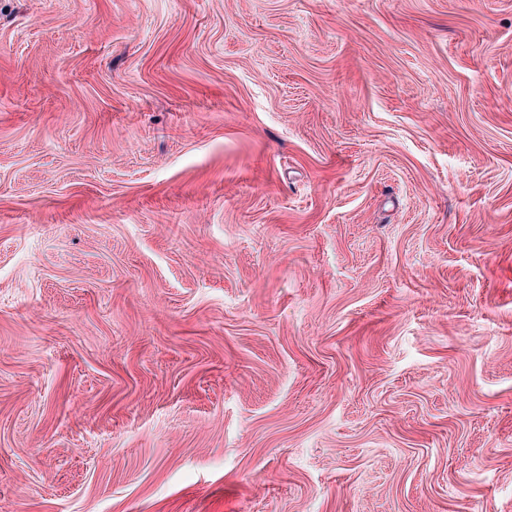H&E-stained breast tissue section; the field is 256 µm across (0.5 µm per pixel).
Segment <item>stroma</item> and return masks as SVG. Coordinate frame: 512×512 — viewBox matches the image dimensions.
Segmentation results:
<instances>
[{"label":"stroma","instance_id":"35a3bbf8","mask_svg":"<svg viewBox=\"0 0 512 512\" xmlns=\"http://www.w3.org/2000/svg\"><path fill=\"white\" fill-rule=\"evenodd\" d=\"M0 512H512V0H0Z\"/></svg>","mask_w":512,"mask_h":512}]
</instances>
